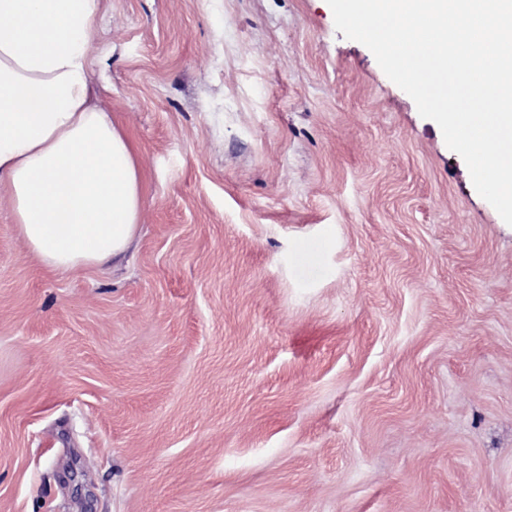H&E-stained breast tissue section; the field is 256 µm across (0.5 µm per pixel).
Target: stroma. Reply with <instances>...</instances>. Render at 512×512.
<instances>
[{
    "label": "stroma",
    "instance_id": "1",
    "mask_svg": "<svg viewBox=\"0 0 512 512\" xmlns=\"http://www.w3.org/2000/svg\"><path fill=\"white\" fill-rule=\"evenodd\" d=\"M116 267L0 198V512H512V226L326 0H102Z\"/></svg>",
    "mask_w": 512,
    "mask_h": 512
}]
</instances>
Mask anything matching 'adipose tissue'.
<instances>
[{
    "label": "adipose tissue",
    "mask_w": 512,
    "mask_h": 512,
    "mask_svg": "<svg viewBox=\"0 0 512 512\" xmlns=\"http://www.w3.org/2000/svg\"><path fill=\"white\" fill-rule=\"evenodd\" d=\"M100 0H0V194L49 272L122 258L142 226L144 168L88 74Z\"/></svg>",
    "instance_id": "obj_1"
}]
</instances>
